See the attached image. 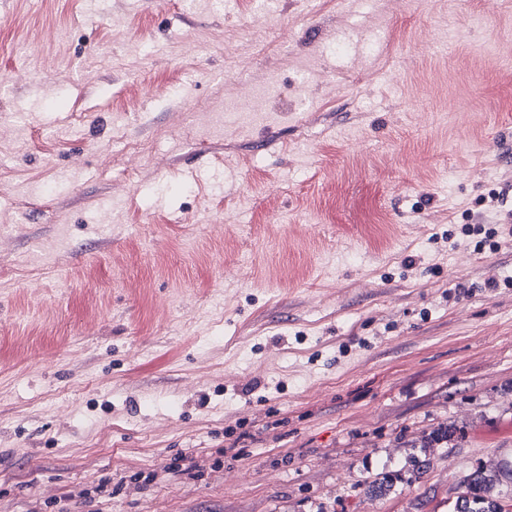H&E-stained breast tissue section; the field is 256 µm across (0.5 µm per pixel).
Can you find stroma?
<instances>
[{
    "label": "stroma",
    "instance_id": "stroma-1",
    "mask_svg": "<svg viewBox=\"0 0 512 512\" xmlns=\"http://www.w3.org/2000/svg\"><path fill=\"white\" fill-rule=\"evenodd\" d=\"M510 177L512 0H0V512H453L512 253L431 236Z\"/></svg>",
    "mask_w": 512,
    "mask_h": 512
}]
</instances>
